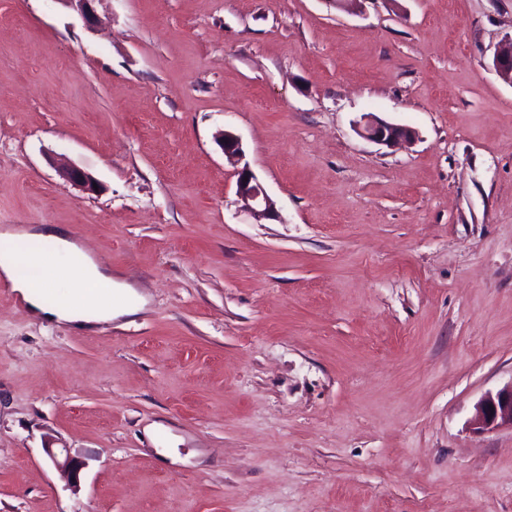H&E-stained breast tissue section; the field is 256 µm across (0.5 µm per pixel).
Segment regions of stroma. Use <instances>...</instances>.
Instances as JSON below:
<instances>
[{"mask_svg":"<svg viewBox=\"0 0 512 512\" xmlns=\"http://www.w3.org/2000/svg\"><path fill=\"white\" fill-rule=\"evenodd\" d=\"M95 11L0 0V228L65 226L145 305L0 293V512H512V428L469 426L512 383V0ZM492 67L504 81L512 83V37L494 52ZM365 140L380 145H396L414 139L416 132L408 126L387 122L371 113L365 114L356 126ZM217 141L227 160L237 166L236 194L244 208L258 220L280 219L274 201L267 194L248 164L238 168V164L244 157L242 142L238 135L225 130L218 136ZM57 169L60 176L65 181L78 185L88 192H96L95 188H93V183H96L97 187L98 183L90 173L86 172L82 168L74 164L67 163L59 164ZM45 450L50 460L67 475L71 482L75 483L79 480L80 472L83 468V463L80 460L72 457L66 448H62V451L65 452L63 461L59 460L58 454L53 448H46Z\"/></svg>","mask_w":512,"mask_h":512,"instance_id":"35a3bbf8","label":"stroma"}]
</instances>
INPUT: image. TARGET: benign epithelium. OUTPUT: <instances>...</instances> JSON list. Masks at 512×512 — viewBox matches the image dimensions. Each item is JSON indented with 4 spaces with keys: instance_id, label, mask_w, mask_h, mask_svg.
Here are the masks:
<instances>
[{
    "instance_id": "obj_1",
    "label": "benign epithelium",
    "mask_w": 512,
    "mask_h": 512,
    "mask_svg": "<svg viewBox=\"0 0 512 512\" xmlns=\"http://www.w3.org/2000/svg\"><path fill=\"white\" fill-rule=\"evenodd\" d=\"M65 6L76 11L86 27L91 28L97 22L93 8L95 0H59ZM492 67L497 75L512 83V38L496 49ZM357 133L365 140L380 145H396L403 141L414 139L416 132L405 125L387 122L370 113L362 117L356 126ZM218 145L228 161L238 165L236 169V194L244 208L258 220H277L280 218L274 201L267 194L248 165H240L244 151L238 135L225 131L218 136ZM62 179L82 187L88 192L95 191V178L74 164L57 166ZM473 429L478 431L490 430L502 425L512 426V384L507 385L496 393L486 395L476 406L475 414L470 421ZM50 460L57 465L72 482L79 480L83 463L70 454L59 459L58 454L51 448L46 449Z\"/></svg>"
}]
</instances>
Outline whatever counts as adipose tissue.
I'll list each match as a JSON object with an SVG mask.
<instances>
[{"mask_svg":"<svg viewBox=\"0 0 512 512\" xmlns=\"http://www.w3.org/2000/svg\"><path fill=\"white\" fill-rule=\"evenodd\" d=\"M44 241L54 245L53 257L41 253ZM59 271L67 275L68 290L51 304L44 294ZM0 278L12 283L34 315L49 321L92 325L137 310L127 286L55 226L1 231Z\"/></svg>","mask_w":512,"mask_h":512,"instance_id":"adipose-tissue-1","label":"adipose tissue"}]
</instances>
